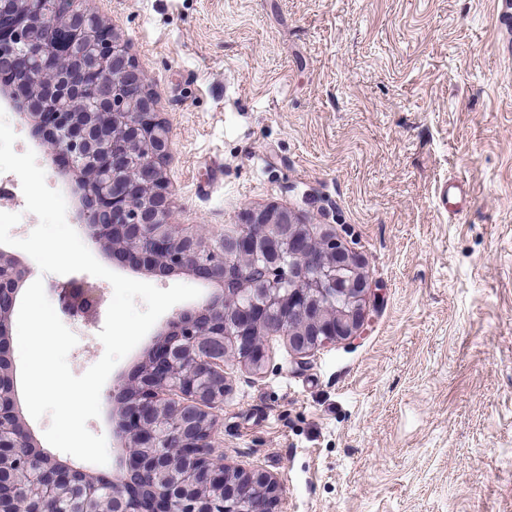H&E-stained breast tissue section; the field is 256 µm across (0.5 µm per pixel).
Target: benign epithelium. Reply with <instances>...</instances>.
I'll return each instance as SVG.
<instances>
[{"mask_svg": "<svg viewBox=\"0 0 512 512\" xmlns=\"http://www.w3.org/2000/svg\"><path fill=\"white\" fill-rule=\"evenodd\" d=\"M66 21L78 38L70 76L56 74L55 29ZM99 19L81 0H18L9 33L0 35V58L15 63L32 106L25 118L42 125L47 153L63 158L60 174L78 182L88 208L80 209L82 230L103 251L130 256L149 273L186 272L215 283L221 292L207 298L193 316L170 320L163 339L113 397L115 434L126 449L122 474L109 479L63 465L53 458H21L17 449L35 451L21 416L13 371L0 373V506L8 512H55L56 496L80 491L70 512H217L216 495L230 497L240 512H275L278 485L254 470L229 467L212 442L209 409L224 391L205 390L199 378L224 374V367L265 362L264 338L287 337L288 351L304 359L339 340L364 333L366 301L375 291L360 256L335 235H315L289 210H249L216 238L203 226L190 231L175 219L163 168L171 153L168 126L145 92L143 74L124 45L98 42ZM263 260L274 272L257 280L250 262ZM350 271L342 291L347 305L322 301L336 286V266ZM29 266L0 248V359L9 358L12 315ZM252 304L278 307L297 303L294 315L277 324L250 327L259 346L245 357L238 295ZM74 314L93 316L100 305L84 281L61 289ZM183 438L181 448H162L169 431Z\"/></svg>", "mask_w": 512, "mask_h": 512, "instance_id": "1", "label": "benign epithelium"}]
</instances>
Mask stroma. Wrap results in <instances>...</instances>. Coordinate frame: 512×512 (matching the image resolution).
<instances>
[{
    "mask_svg": "<svg viewBox=\"0 0 512 512\" xmlns=\"http://www.w3.org/2000/svg\"><path fill=\"white\" fill-rule=\"evenodd\" d=\"M504 0H83L124 43L172 138L178 223L212 235L291 210L361 257L381 301L364 336L305 359L272 337L261 370L226 367L211 411L229 465L271 476L277 512H512V15ZM470 190L466 214L439 199ZM166 289L215 286L97 253ZM68 364L84 374L113 288ZM171 307L111 372L88 430L116 475L112 395Z\"/></svg>",
    "mask_w": 512,
    "mask_h": 512,
    "instance_id": "35a3bbf8",
    "label": "stroma"
}]
</instances>
